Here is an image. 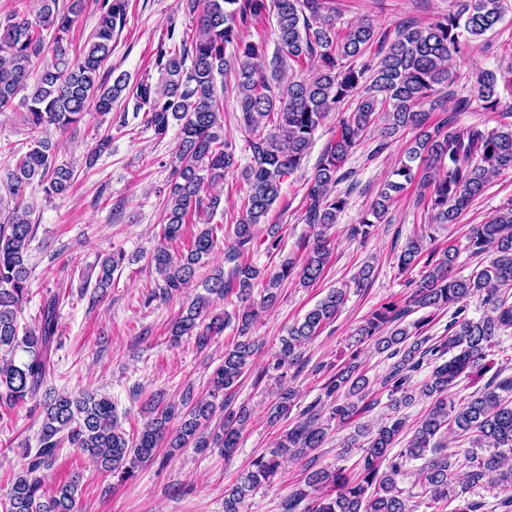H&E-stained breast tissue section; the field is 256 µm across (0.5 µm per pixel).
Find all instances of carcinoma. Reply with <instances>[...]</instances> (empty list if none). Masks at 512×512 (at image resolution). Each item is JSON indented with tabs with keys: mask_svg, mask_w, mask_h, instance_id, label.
<instances>
[{
	"mask_svg": "<svg viewBox=\"0 0 512 512\" xmlns=\"http://www.w3.org/2000/svg\"><path fill=\"white\" fill-rule=\"evenodd\" d=\"M39 26L14 11L0 20V108L9 106L17 93L25 98L27 121L34 131L48 126L66 131L84 117L92 104L107 113L128 88V77L112 79L100 74L112 55V38L123 29L129 0H102L101 15L82 55L72 59L64 45L83 0H38ZM186 0L189 13L197 14L193 34L167 31L155 58L162 83L146 80L136 85V109L146 112L145 126L158 138L177 123L180 142L172 167L165 204L161 241L150 257L160 277L162 293L187 287L198 267L217 246V227L210 224L221 197L207 189L240 172L249 185L241 219L231 225L234 263L204 283L185 313L172 323L170 336L195 337L201 350L225 325L236 321L238 340L224 350V361L214 371L206 392L197 397L188 388L181 405L160 399L147 400L148 415L142 430L130 436L118 425L112 400L96 393H39L54 371L52 359L58 344L59 310L65 294L56 291L43 301L38 320L18 334V314L29 298L31 270L26 263L34 225L29 211L15 208L11 222L0 224V406L32 403L42 416L38 448L25 451L27 462L8 492L7 512H76L80 476L54 487L45 484V471L55 461L57 449L67 442L93 459L101 472L122 484L135 468L153 457L164 445L181 448H220L230 455L237 448L250 412L231 407L233 392L253 364L256 343L251 336L259 307L277 300L282 284L295 276L304 287L318 283L327 267L330 249L327 231L347 204L334 193L346 178L340 173L364 131L381 126L382 150L407 130L417 131L414 145L395 164L377 193L367 216L352 227L363 239L370 236L401 193L415 188L418 201L433 224H452L501 171L512 169V127L486 129L460 125L456 112L477 102L488 112L501 106L499 80L512 84V65L505 70H481L473 76L472 94L456 101L448 111L447 88L456 80V60L466 57L470 42L492 31L507 12L508 0H456L454 8L426 24L407 23L394 31H377L370 20L346 30L336 26L328 0ZM275 20V49L268 53L263 36L247 33L262 17ZM56 32L54 62L33 77L43 50L40 29ZM374 57L365 61L369 51ZM191 65H186V61ZM231 76L244 128L249 133L251 163L239 168L232 142L218 130L224 115V94L217 93L216 77ZM337 113L332 136L307 179L304 221L312 229L313 243L299 267L292 261L263 272L241 260L246 246L258 234V226L280 197L284 178L301 168L316 131L328 115ZM74 171L55 163L49 140L37 141L19 157L8 173L7 189L23 195L34 181L48 194L63 195ZM202 224L182 253L170 244L183 235L188 224ZM426 235L407 240L397 254L401 272L411 270L426 256V271L411 281L413 289L404 303L388 302L371 312L356 330L357 342H374L375 348L393 360L382 379L390 406L400 411L420 396L430 400L421 418L406 425V418L390 416L376 425H360L344 441L340 457L356 448L358 470L346 473L315 467L309 455L322 447L328 426L320 421L316 405L300 413V420L279 437L275 447L256 457L235 484L224 489V512H243L246 500L272 482L282 463L306 460L304 484L281 502L282 512H413L412 493L400 483L414 476L420 495L435 505H448L486 484L512 488V378L488 384L484 391L455 406L448 392L461 380L482 372L489 349L505 333L512 332V202L490 220L471 227L467 246L475 256L491 254L487 266L467 277L453 274L456 248L441 257L427 250ZM121 252L105 257L96 288L106 291L112 273L123 263ZM263 283L260 306L251 303L257 282ZM350 286L331 288L303 318L280 338L275 359L264 373L277 383L267 420L274 425L291 413L297 392L284 386L282 370L298 366L303 347L317 337L344 307ZM236 295L244 303L234 314H209L213 298ZM478 297L483 313L468 315L464 301ZM454 308L448 336L435 340L423 335L440 310ZM427 315L409 324L411 313ZM429 374L418 387L413 374L423 366ZM330 401L331 418L349 424L372 405L369 379L361 371L357 353L336 368L323 387ZM224 413L222 429L206 433L216 412ZM179 428L170 431L172 420ZM410 435L403 452L393 456L394 443ZM461 448L449 453L448 444ZM410 460L423 464L415 472ZM466 468L456 480L457 468Z\"/></svg>",
	"mask_w": 512,
	"mask_h": 512,
	"instance_id": "carcinoma-1",
	"label": "carcinoma"
}]
</instances>
